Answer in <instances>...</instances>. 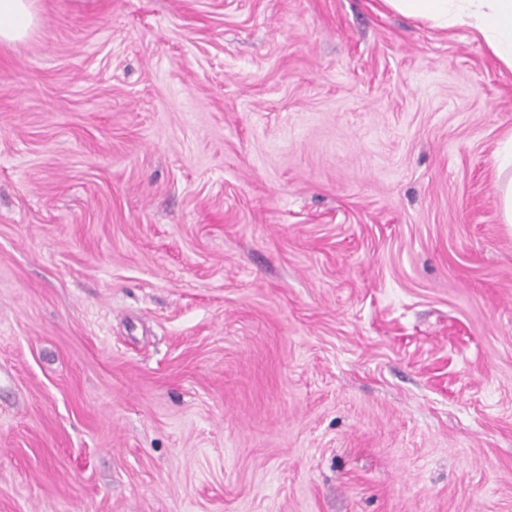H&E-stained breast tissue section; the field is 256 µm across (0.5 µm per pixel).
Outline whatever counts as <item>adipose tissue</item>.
Wrapping results in <instances>:
<instances>
[{
    "mask_svg": "<svg viewBox=\"0 0 512 512\" xmlns=\"http://www.w3.org/2000/svg\"><path fill=\"white\" fill-rule=\"evenodd\" d=\"M405 16L439 29L467 27L512 69V0H383ZM37 24L36 0H0V43L26 38Z\"/></svg>",
    "mask_w": 512,
    "mask_h": 512,
    "instance_id": "ef3b65f1",
    "label": "adipose tissue"
}]
</instances>
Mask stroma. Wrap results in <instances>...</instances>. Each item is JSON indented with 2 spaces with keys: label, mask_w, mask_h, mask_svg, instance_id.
<instances>
[{
  "label": "stroma",
  "mask_w": 512,
  "mask_h": 512,
  "mask_svg": "<svg viewBox=\"0 0 512 512\" xmlns=\"http://www.w3.org/2000/svg\"><path fill=\"white\" fill-rule=\"evenodd\" d=\"M0 45V512H512V70L383 0H37ZM512 170V147L511 154L505 158L500 165L499 201L500 215L503 224H512V176L501 178L503 172Z\"/></svg>",
  "instance_id": "obj_1"
}]
</instances>
